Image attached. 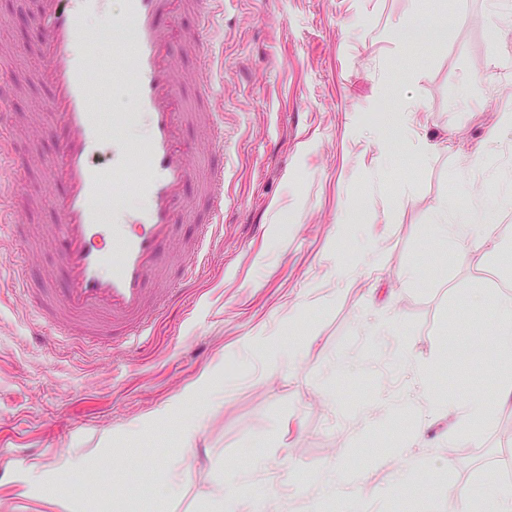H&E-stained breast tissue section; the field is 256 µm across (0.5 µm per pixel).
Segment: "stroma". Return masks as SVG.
<instances>
[{
    "instance_id": "35a3bbf8",
    "label": "stroma",
    "mask_w": 512,
    "mask_h": 512,
    "mask_svg": "<svg viewBox=\"0 0 512 512\" xmlns=\"http://www.w3.org/2000/svg\"><path fill=\"white\" fill-rule=\"evenodd\" d=\"M36 10L0 0L10 77L26 80L41 44ZM179 25L206 30L217 72L221 236L199 281L154 314L152 342L127 349L44 327L15 271L59 288L57 257L0 232V512H51L50 496L75 495L60 456L90 460L106 488L80 498L84 512H225L228 488L240 512H446L479 499L512 469V404L497 401L512 366L489 344L464 359L456 349L488 333L512 283V123L498 122L512 97V0H223ZM418 25L432 37L395 38ZM394 108L407 120L384 157ZM486 199L500 203V254L437 244L441 201ZM248 336L274 337L296 362L243 347ZM215 366L220 391L183 398ZM448 373L456 390L437 383ZM477 393L490 407L471 452L453 445L456 415L431 405Z\"/></svg>"
}]
</instances>
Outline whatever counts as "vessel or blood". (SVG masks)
I'll use <instances>...</instances> for the list:
<instances>
[{
    "label": "vessel or blood",
    "instance_id": "vessel-or-blood-1",
    "mask_svg": "<svg viewBox=\"0 0 512 512\" xmlns=\"http://www.w3.org/2000/svg\"><path fill=\"white\" fill-rule=\"evenodd\" d=\"M109 2L39 0L42 42L27 67L50 91L49 101L39 105L50 117L45 131L56 143L50 156L37 159L20 150L18 116L5 108L20 88L0 76V160L19 170L37 167L43 181L35 199L21 181L0 187V225L20 231L36 200L57 215L47 241L59 259L64 290L32 287L24 271L16 273V284L40 321L62 336L68 318L83 323L90 335L137 341L150 328L147 310L166 300L148 284L172 257L179 217L195 215L201 226L183 248L181 267L189 280L215 246L224 218V115L213 101L214 75L208 66L184 70L171 49L177 41L183 53L202 51L201 34L180 29L176 18L191 10L209 13L216 0H124L121 22L133 39L113 42L111 59L92 64L88 57L106 36L87 34L82 20ZM108 80L129 87L134 107L130 114L113 113L109 140L101 134L95 99L97 86ZM187 126L205 129L212 142L206 178H199L191 151L181 143ZM106 145L112 148L111 165H95L93 156ZM107 174L113 187L108 223L97 208ZM128 193L140 195L143 207L124 208Z\"/></svg>",
    "mask_w": 512,
    "mask_h": 512
}]
</instances>
